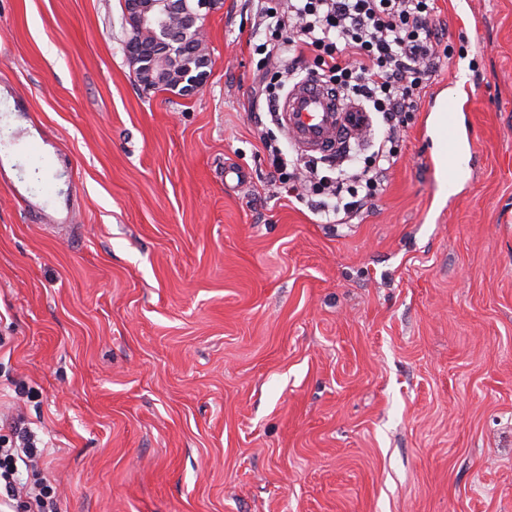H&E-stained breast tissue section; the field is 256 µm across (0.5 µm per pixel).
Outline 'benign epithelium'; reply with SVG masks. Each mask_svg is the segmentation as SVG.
<instances>
[{"label": "benign epithelium", "instance_id": "benign-epithelium-1", "mask_svg": "<svg viewBox=\"0 0 512 512\" xmlns=\"http://www.w3.org/2000/svg\"><path fill=\"white\" fill-rule=\"evenodd\" d=\"M193 12L180 13L181 0H124L126 15L134 17L135 25L153 38L149 48L138 39L125 45V57L137 65L149 58L152 67L149 78L164 81L169 67L176 62L189 43L205 46L204 23L224 9V0H192ZM197 71L183 75L182 93L190 96L199 92L209 78L208 55L198 50Z\"/></svg>", "mask_w": 512, "mask_h": 512}]
</instances>
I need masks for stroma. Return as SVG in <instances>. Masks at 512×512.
I'll return each mask as SVG.
<instances>
[{
  "label": "stroma",
  "instance_id": "35a3bbf8",
  "mask_svg": "<svg viewBox=\"0 0 512 512\" xmlns=\"http://www.w3.org/2000/svg\"><path fill=\"white\" fill-rule=\"evenodd\" d=\"M437 5L475 155L449 180L410 113L329 223L271 179L251 0L188 97L124 0H0V440L57 512H512V0Z\"/></svg>",
  "mask_w": 512,
  "mask_h": 512
}]
</instances>
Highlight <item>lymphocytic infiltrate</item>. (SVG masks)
<instances>
[{
  "label": "lymphocytic infiltrate",
  "mask_w": 512,
  "mask_h": 512,
  "mask_svg": "<svg viewBox=\"0 0 512 512\" xmlns=\"http://www.w3.org/2000/svg\"><path fill=\"white\" fill-rule=\"evenodd\" d=\"M258 23L265 39L255 45L258 55L257 95L267 109L290 81L316 76L345 99H360L381 113L390 134H397L405 113L416 111L432 76V60L450 55L443 45L442 28L435 21L434 0H258ZM274 154V178L287 196L303 199L299 185L312 183L321 196L316 208L323 217L338 215L344 198L353 206L367 202L378 191L380 164L392 151L379 145L369 166L338 169L335 177L319 175L315 166L288 171ZM16 440L0 447V512H48L49 487L23 481L18 462L32 455L35 442L24 426L14 429Z\"/></svg>",
  "instance_id": "obj_1"
}]
</instances>
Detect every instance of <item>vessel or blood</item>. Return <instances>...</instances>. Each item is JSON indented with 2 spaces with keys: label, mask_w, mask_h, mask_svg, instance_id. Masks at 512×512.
I'll return each instance as SVG.
<instances>
[{
  "label": "vessel or blood",
  "mask_w": 512,
  "mask_h": 512,
  "mask_svg": "<svg viewBox=\"0 0 512 512\" xmlns=\"http://www.w3.org/2000/svg\"><path fill=\"white\" fill-rule=\"evenodd\" d=\"M470 88L453 95L436 91L430 107L441 118L435 130L440 150L449 162H456L463 152V135L459 114ZM279 119L295 149L302 156L327 154L352 137L366 135L370 121L362 106L345 101L315 77L295 82L278 106Z\"/></svg>",
  "instance_id": "b4317fda"
}]
</instances>
